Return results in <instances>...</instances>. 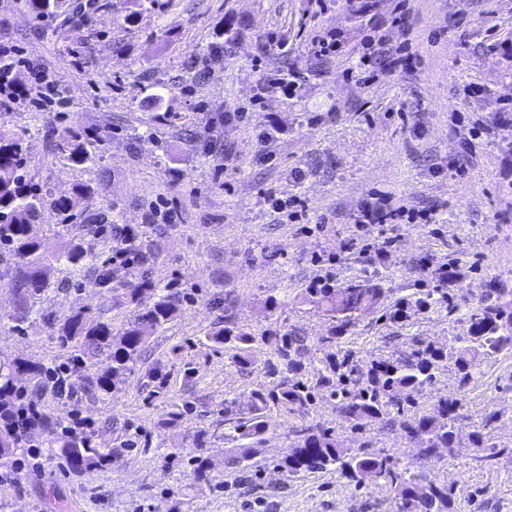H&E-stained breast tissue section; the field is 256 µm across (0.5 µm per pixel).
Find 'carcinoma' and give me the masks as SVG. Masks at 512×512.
I'll use <instances>...</instances> for the list:
<instances>
[{
	"label": "carcinoma",
	"mask_w": 512,
	"mask_h": 512,
	"mask_svg": "<svg viewBox=\"0 0 512 512\" xmlns=\"http://www.w3.org/2000/svg\"><path fill=\"white\" fill-rule=\"evenodd\" d=\"M27 6L36 18L50 17L56 13L59 0H27ZM87 145L82 133L68 131L59 136L56 149L74 165L82 166L91 160ZM30 149L25 135L0 131V258H8L12 265L16 301L12 320L17 330L21 329L31 307L50 287L47 272L52 263L94 262L78 244L49 254L33 232L44 206L67 215L92 190L87 185H78L71 196H43L26 179ZM146 294L150 301L145 303ZM384 294L380 281L372 276L352 280L340 288L326 282L319 288L305 289L304 300L334 322L322 341L337 346V353L322 367L314 369L306 381L298 378L303 369L304 337L276 330L255 336L229 317L224 319V326L211 333L212 342L234 351L232 363L240 369L258 362V346L269 348L271 358L265 361V366L275 381L268 389L252 392L247 411L230 422L226 436L238 442L239 450L227 461V467H247L262 455L270 427L268 409L276 407L286 415H307L314 405L315 392L322 389L333 393L341 389V413L357 426L379 420L411 439L420 440L424 451L437 458L441 457L438 449L454 447L457 402L441 398L432 413L418 418L407 416V408L415 404L414 394L432 384L436 374L448 363L454 364L459 384L464 386L480 359L512 349V316L506 315L488 294L467 314L466 332L454 337L448 347L416 345L396 362L375 361L365 371L354 360L352 351L345 348V334L356 326L360 308L381 303ZM125 295L138 309L118 337L112 334L111 322L80 309L58 323H51L55 328L54 338L61 348L70 352V361L78 365L81 379L94 395H108L117 388V383L141 359L150 338L179 311L180 295L168 285L160 290L153 283L148 287L142 282L134 283ZM397 303L406 306L405 316L399 319L404 322L412 314L425 312L435 304H449L448 289L419 288ZM385 317L394 323L399 321L389 311ZM101 357L109 365L103 370H92V362ZM20 374L35 379L43 375V368L28 361L0 362V403L9 399L16 389L15 380ZM59 427L60 422L47 419L41 430L42 444L57 448L78 472H93L119 462L139 443V438L130 437L111 448H103L90 434L62 433ZM209 440L210 431L206 428L198 429L191 439L192 447L196 448L193 479L199 485H209L214 480L212 463L205 456ZM472 441L477 450L474 461L481 466L499 453L497 445L480 431L473 433ZM19 447L13 431L0 421V465L9 463ZM276 468L287 478L333 470L357 487L391 485L397 492L398 512H455L448 488L430 475L398 468L392 455L373 450L367 443L360 448H343L330 428L300 429L291 452L277 461Z\"/></svg>",
	"instance_id": "carcinoma-1"
}]
</instances>
